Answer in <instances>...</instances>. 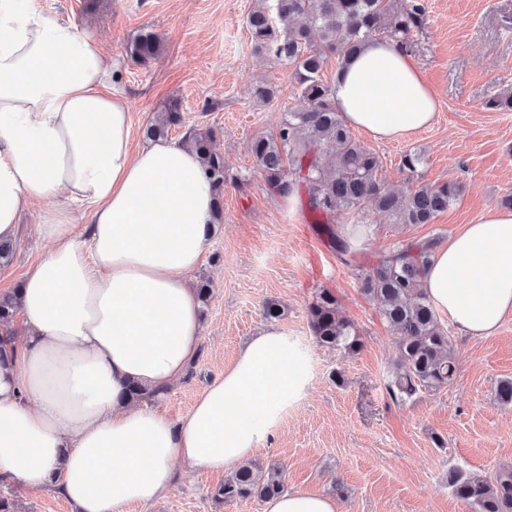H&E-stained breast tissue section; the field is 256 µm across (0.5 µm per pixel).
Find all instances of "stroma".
<instances>
[{"label": "stroma", "instance_id": "obj_1", "mask_svg": "<svg viewBox=\"0 0 512 512\" xmlns=\"http://www.w3.org/2000/svg\"><path fill=\"white\" fill-rule=\"evenodd\" d=\"M427 22L411 36L409 53L439 96L432 126L397 141L353 136L378 154L381 175L394 190L411 183L460 182L459 200L431 224H394L367 208L370 234L356 265L342 264L307 221L305 197L272 193L251 155L249 141L276 134L282 117L299 103L291 66L257 52L246 27L259 0H37L77 26L93 31L112 57L134 124L135 147L144 129L178 104L180 125L168 138L212 130L228 179L223 221L193 281L208 279L202 308V343L192 375L170 387L152 407L172 420L191 410L202 390L230 365L240 344L266 325V301L282 305L276 324L306 359L304 394L294 400L254 463L283 471L285 486L332 497L336 512H472L448 488L459 467L494 478L512 467V403L496 397L512 379V317L491 336L473 338L447 327L457 363L454 382L401 403L387 390L397 338L361 278L396 241L438 238L447 242L461 225L512 194V110H492L493 96H512V0H423ZM161 38L159 55L140 65L126 47L143 31ZM275 85L267 103L253 86ZM408 152L420 153L416 174L401 171ZM50 248L24 216L8 264L0 265V293L16 287ZM331 290L342 316L364 345L354 354L317 346L308 307ZM173 487L153 504L131 512H264L263 500L225 503L213 493L223 475L177 466ZM0 496L14 512H74L54 486L28 492L0 482Z\"/></svg>", "mask_w": 512, "mask_h": 512}]
</instances>
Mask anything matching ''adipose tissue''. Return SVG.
<instances>
[{
	"mask_svg": "<svg viewBox=\"0 0 512 512\" xmlns=\"http://www.w3.org/2000/svg\"><path fill=\"white\" fill-rule=\"evenodd\" d=\"M349 127L399 140L429 127L438 95L398 43L377 38L337 69ZM112 59L94 33L34 0H0V241L36 212L51 250L23 275L20 351L0 360V481L54 485L79 512H130L158 499L175 463L245 465L306 389L304 360L269 326L238 350L180 421L121 402L133 382L182 379L200 345L190 278L217 221L199 154L133 148ZM90 209L76 231L75 204ZM436 310L475 338L512 316V210L462 225L422 280ZM265 512H336L302 489Z\"/></svg>",
	"mask_w": 512,
	"mask_h": 512,
	"instance_id": "1",
	"label": "adipose tissue"
}]
</instances>
